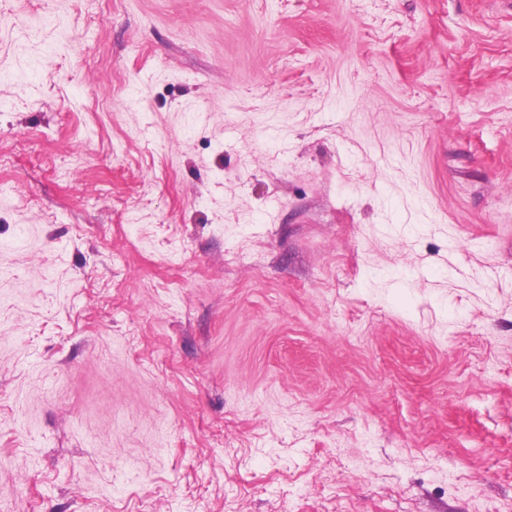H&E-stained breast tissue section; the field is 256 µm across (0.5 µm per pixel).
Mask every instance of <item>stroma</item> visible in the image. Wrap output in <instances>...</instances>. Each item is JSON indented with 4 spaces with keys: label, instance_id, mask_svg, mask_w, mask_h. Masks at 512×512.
Returning <instances> with one entry per match:
<instances>
[{
    "label": "stroma",
    "instance_id": "stroma-1",
    "mask_svg": "<svg viewBox=\"0 0 512 512\" xmlns=\"http://www.w3.org/2000/svg\"><path fill=\"white\" fill-rule=\"evenodd\" d=\"M0 512H512V0H0Z\"/></svg>",
    "mask_w": 512,
    "mask_h": 512
}]
</instances>
